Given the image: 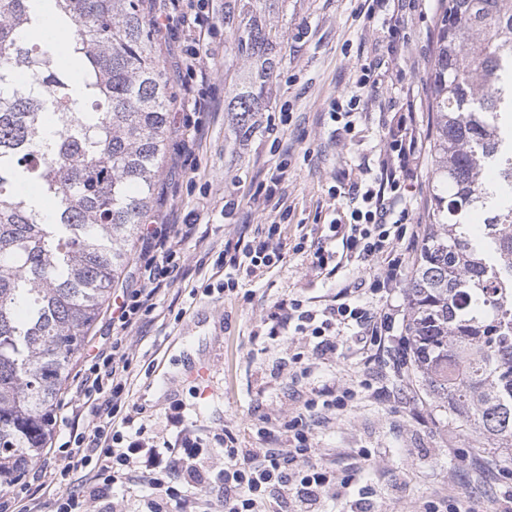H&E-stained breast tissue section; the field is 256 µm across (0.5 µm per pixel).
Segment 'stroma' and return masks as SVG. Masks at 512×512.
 <instances>
[{
    "label": "stroma",
    "mask_w": 512,
    "mask_h": 512,
    "mask_svg": "<svg viewBox=\"0 0 512 512\" xmlns=\"http://www.w3.org/2000/svg\"><path fill=\"white\" fill-rule=\"evenodd\" d=\"M286 3L273 18L284 38L271 100L247 138L238 136L232 113L224 109V71L242 66L224 59V0L208 5L206 82L186 70L193 43L181 24L157 31L177 101L155 201L143 222L195 225L198 242L187 245L183 279L161 296L153 322L135 340L139 363L130 403L139 411L137 420L162 437L167 414L182 405L202 447H214L225 429L243 447H261L256 430L264 425L285 448L282 423L312 391L334 380L374 375L387 384L385 394L312 425L317 460L340 474L356 470L342 497L325 499L324 512H347L355 500L366 512H419L424 501L437 496L460 512H512V461H501L489 449L477 453L476 442L451 425L447 410L416 379L397 381L380 363L363 364L345 342L335 357L323 360L311 358L308 337L266 334L263 320L277 302L336 291L335 279L319 276L310 257L294 250L300 236L313 244L323 240L330 222L349 223L348 207L332 197L331 188L357 174L360 163L377 167L383 138L398 114L413 113L426 138L434 122L428 72L438 0H393L392 10L405 20L406 38L392 52L380 24L361 17V0ZM370 62L378 66L379 95L349 135L332 140L329 103L349 90L361 65ZM195 96L204 100L203 109L193 107ZM281 163L287 175L274 188L278 208H258L260 189ZM273 222L281 227V262L240 271L234 294H198L225 242ZM152 249L146 236L135 239L128 267L87 344L111 337V305L135 288L137 266ZM298 352L308 354L310 370L292 377L279 364Z\"/></svg>",
    "instance_id": "stroma-1"
}]
</instances>
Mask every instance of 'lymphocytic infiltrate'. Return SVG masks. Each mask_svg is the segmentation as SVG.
<instances>
[{
    "instance_id": "f902f5d3",
    "label": "lymphocytic infiltrate",
    "mask_w": 512,
    "mask_h": 512,
    "mask_svg": "<svg viewBox=\"0 0 512 512\" xmlns=\"http://www.w3.org/2000/svg\"><path fill=\"white\" fill-rule=\"evenodd\" d=\"M204 2L171 0L172 14L183 18L196 44L186 66L200 79L206 75L208 55L201 44L208 23ZM425 149L423 138L410 130L406 120L389 128L379 175H372L366 167L360 181L342 187L351 221L329 227L342 240V254L322 247L311 250L302 241L295 246L296 251L310 254L318 272L335 275L350 265L352 276L338 282L335 293L326 299L292 298L276 303L265 320L268 336L274 338L293 328L295 333L314 338L312 352L320 357L336 354L342 340L365 355L391 350L390 337L401 312L390 297L403 281L408 252L417 248L420 239L418 225L410 221L404 172ZM278 234V224H267L253 238L241 236L225 244L216 260L226 270L222 291L238 288L235 273L241 266L269 267L280 261ZM149 235L154 253L139 268L137 288L112 310V340L83 365L79 398L66 405L63 421L69 427V439L58 448L63 466L51 472L39 463L33 469L36 480L61 481L78 472L83 475L81 484L55 499L52 512H89L95 496L127 484L136 473L146 478L152 491L147 512H188L193 487L214 492L222 512H274L267 497L271 488L294 499V512H321L324 497L341 496L352 478L337 477L335 470L317 461L307 416L357 406L372 391V380L337 383L314 392L304 401L302 411L283 423L292 447H277L274 435L264 427L257 431L263 442L259 448L242 447L229 431L218 435L216 452L224 460V469L213 478L204 470L201 443L182 409H174L167 418L173 441L157 444L129 411L137 362L131 340L142 335L160 294L182 278L180 259L195 236V227L159 224Z\"/></svg>"
}]
</instances>
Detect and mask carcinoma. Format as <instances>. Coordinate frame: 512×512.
<instances>
[{
	"label": "carcinoma",
	"mask_w": 512,
	"mask_h": 512,
	"mask_svg": "<svg viewBox=\"0 0 512 512\" xmlns=\"http://www.w3.org/2000/svg\"><path fill=\"white\" fill-rule=\"evenodd\" d=\"M142 0H0V488L51 437L70 365L155 193L174 101ZM268 0H224V111L268 107L281 34ZM49 6L68 56L37 40ZM429 79V232L408 285V348L451 422L512 458V0H440ZM35 183L56 209L21 191Z\"/></svg>",
	"instance_id": "1"
}]
</instances>
